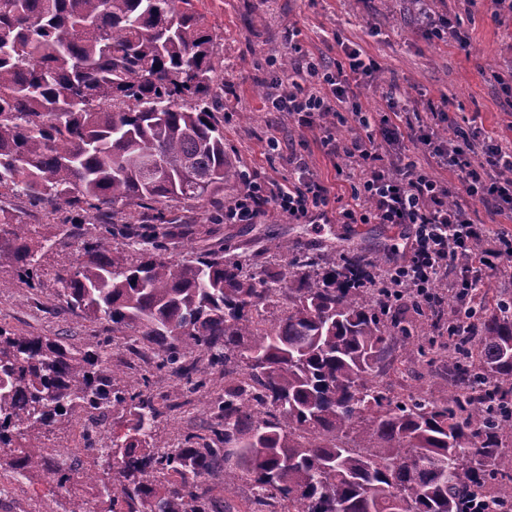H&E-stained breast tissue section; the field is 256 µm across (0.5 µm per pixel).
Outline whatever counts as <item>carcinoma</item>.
Listing matches in <instances>:
<instances>
[{"mask_svg": "<svg viewBox=\"0 0 512 512\" xmlns=\"http://www.w3.org/2000/svg\"><path fill=\"white\" fill-rule=\"evenodd\" d=\"M223 99L194 0H0V200L65 209L64 237L99 225L57 281L71 312L112 324L88 346L0 326L10 470L52 475L64 512H83L79 473L37 440L89 417L121 427L92 459L93 512H231L207 486L216 470L224 490L248 487L250 512H512V300L482 292L459 336L448 288L430 308L402 303L360 245L317 254L274 238L292 271L265 278L222 247L175 262L153 225L112 222L164 200L224 214ZM54 245L0 204V265L29 288ZM115 336L151 361L136 386L109 364ZM402 359L444 368L446 396L378 380ZM189 394L210 422L172 443L159 423Z\"/></svg>", "mask_w": 512, "mask_h": 512, "instance_id": "1", "label": "carcinoma"}]
</instances>
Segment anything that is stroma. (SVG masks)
<instances>
[{
  "label": "stroma",
  "mask_w": 512,
  "mask_h": 512,
  "mask_svg": "<svg viewBox=\"0 0 512 512\" xmlns=\"http://www.w3.org/2000/svg\"><path fill=\"white\" fill-rule=\"evenodd\" d=\"M433 9L447 15L469 37L467 47L429 38L418 24L412 0H197L196 8L214 38V50L224 66V147L236 171L269 179L287 176L285 160H270L266 140L278 137L301 152L309 173L328 186L332 197L348 199L351 188L326 155L320 132L300 128L284 112L267 108L271 91L265 60L295 64L303 55L336 63L337 40H344L373 57L381 66L375 78L362 83L355 98L364 109L377 112L386 104L390 85H398L410 109L423 112L428 104H445L448 122L441 136L454 135L453 123L474 120L482 131L512 140V104L501 91L512 80V17H495L488 0H433ZM162 212L158 232L175 231L168 256L189 262L207 250L224 246L250 257L255 271L280 273L285 255L268 248L270 238L298 243L322 252L347 240L362 241L369 253L391 262L403 249L408 228L388 224H292L274 207H266L253 224L214 220L206 202H163L154 210L138 206L116 215L118 224H148ZM96 225H81L77 237L58 238L43 261L37 302L11 267H0V324L21 333L62 336L89 345L112 333L110 325L71 313L59 296L56 273L72 266L80 241L94 236Z\"/></svg>",
  "instance_id": "35a3bbf8"
}]
</instances>
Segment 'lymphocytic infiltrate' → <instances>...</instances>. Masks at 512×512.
<instances>
[{
    "mask_svg": "<svg viewBox=\"0 0 512 512\" xmlns=\"http://www.w3.org/2000/svg\"><path fill=\"white\" fill-rule=\"evenodd\" d=\"M340 52L345 62L332 70L301 58L269 104L272 111L296 117L301 127L322 128L327 155L349 163V200L331 211L328 188L304 176L305 164L293 150L288 161L295 175L280 182L247 175L245 191L224 208L225 223H255L271 204L298 224L408 227L406 259L383 275L397 293L423 300L433 285L445 282L459 301L476 303L488 270L512 282V232L475 223L469 208L475 199L490 214L512 218V182L499 177L500 171L512 169V141L480 133L467 121L457 124L453 139L441 141L437 129L446 118L443 109L411 112L392 96L378 116L351 104L349 75L369 78L380 66L348 44H341ZM345 111L359 134L342 140L322 124ZM410 141L418 154L408 153ZM438 168L455 174V181L436 177Z\"/></svg>",
    "mask_w": 512,
    "mask_h": 512,
    "instance_id": "lymphocytic-infiltrate-1",
    "label": "lymphocytic infiltrate"
}]
</instances>
